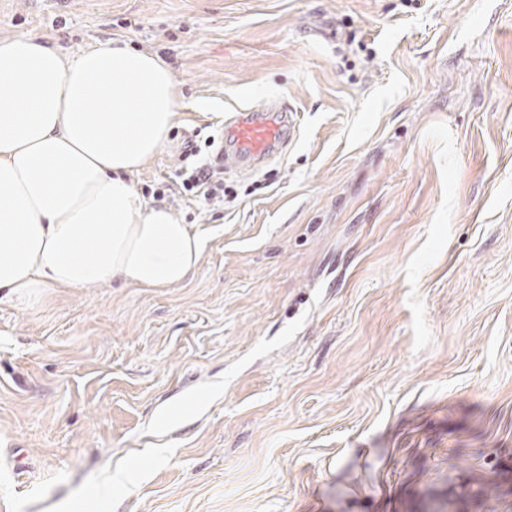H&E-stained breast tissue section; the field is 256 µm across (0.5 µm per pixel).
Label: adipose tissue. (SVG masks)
<instances>
[{
    "label": "adipose tissue",
    "mask_w": 512,
    "mask_h": 512,
    "mask_svg": "<svg viewBox=\"0 0 512 512\" xmlns=\"http://www.w3.org/2000/svg\"><path fill=\"white\" fill-rule=\"evenodd\" d=\"M177 107L155 54L0 39V292L166 288L197 270L203 237L130 180L164 147Z\"/></svg>",
    "instance_id": "1"
}]
</instances>
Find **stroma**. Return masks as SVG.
Returning <instances> with one entry per match:
<instances>
[{
	"mask_svg": "<svg viewBox=\"0 0 512 512\" xmlns=\"http://www.w3.org/2000/svg\"><path fill=\"white\" fill-rule=\"evenodd\" d=\"M167 61L168 288L0 295V512H512V0H0ZM298 132L184 196V138ZM296 127L294 112L286 101L234 113L224 124L221 160L225 169L266 162L278 147L292 140ZM214 155L211 153L209 161L192 165L189 170L182 167L179 177L185 193L209 203H223L224 167L214 162Z\"/></svg>",
	"mask_w": 512,
	"mask_h": 512,
	"instance_id": "35a3bbf8",
	"label": "stroma"
}]
</instances>
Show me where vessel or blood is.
<instances>
[{"label": "vessel or blood", "instance_id": "b4317fda", "mask_svg": "<svg viewBox=\"0 0 512 512\" xmlns=\"http://www.w3.org/2000/svg\"><path fill=\"white\" fill-rule=\"evenodd\" d=\"M296 127L294 112L284 101L234 113L224 124V166L235 169L266 162L291 141Z\"/></svg>", "mask_w": 512, "mask_h": 512}]
</instances>
